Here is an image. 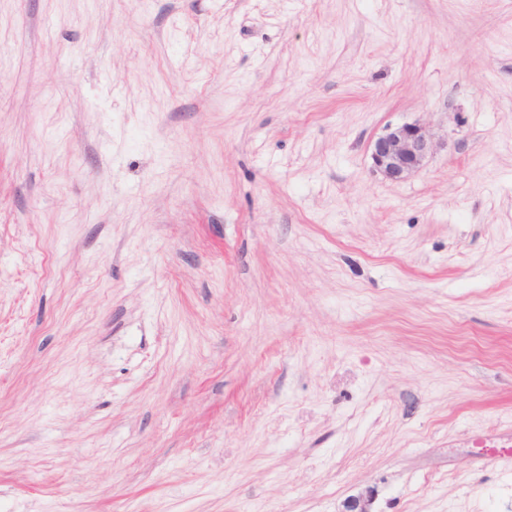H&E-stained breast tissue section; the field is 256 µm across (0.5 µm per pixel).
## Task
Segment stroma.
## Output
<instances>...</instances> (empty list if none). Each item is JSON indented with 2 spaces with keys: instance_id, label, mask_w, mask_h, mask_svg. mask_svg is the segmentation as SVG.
<instances>
[{
  "instance_id": "obj_1",
  "label": "stroma",
  "mask_w": 512,
  "mask_h": 512,
  "mask_svg": "<svg viewBox=\"0 0 512 512\" xmlns=\"http://www.w3.org/2000/svg\"><path fill=\"white\" fill-rule=\"evenodd\" d=\"M368 488L512 512V0H0V512ZM373 170L399 182L419 170L432 150L427 130L417 123L387 127L371 143Z\"/></svg>"
}]
</instances>
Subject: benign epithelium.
<instances>
[{
    "label": "benign epithelium",
    "instance_id": "1",
    "mask_svg": "<svg viewBox=\"0 0 512 512\" xmlns=\"http://www.w3.org/2000/svg\"><path fill=\"white\" fill-rule=\"evenodd\" d=\"M432 150L427 130L417 123L390 126L371 143L373 170L385 179L399 182L419 170ZM372 492L346 502L344 512H371Z\"/></svg>",
    "mask_w": 512,
    "mask_h": 512
}]
</instances>
